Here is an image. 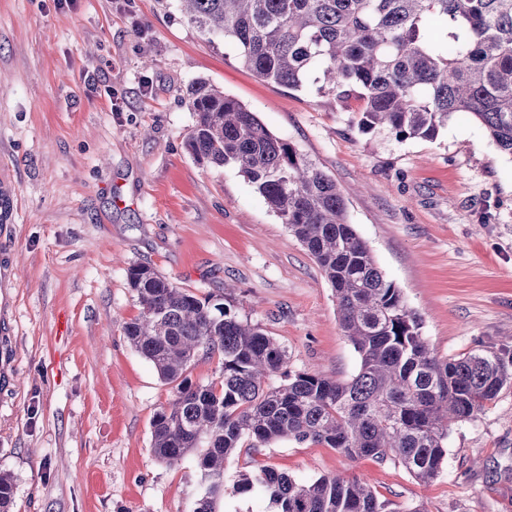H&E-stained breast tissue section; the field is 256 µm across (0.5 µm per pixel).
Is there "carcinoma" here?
<instances>
[{"label":"carcinoma","mask_w":512,"mask_h":512,"mask_svg":"<svg viewBox=\"0 0 512 512\" xmlns=\"http://www.w3.org/2000/svg\"><path fill=\"white\" fill-rule=\"evenodd\" d=\"M178 2L205 40L232 39L256 76L298 89L312 74L318 92L362 101L366 129L432 140L468 114L512 157V0ZM185 102L195 114L188 152L202 166L237 168L307 248L360 364L345 382L292 372L287 347L241 318L230 295L199 296L132 264L140 313L124 335L173 389L151 421L153 457L177 466L196 455L193 512H218L238 449L258 454L282 440L389 459L424 483L439 477L451 423L474 417L512 383V344L457 359L435 354L420 317L348 223L336 183L219 88L195 81ZM201 354L222 357L218 381H189ZM253 490L265 512H386L357 478L299 482L257 462L233 482L235 493ZM13 495V477L0 472V512Z\"/></svg>","instance_id":"obj_1"}]
</instances>
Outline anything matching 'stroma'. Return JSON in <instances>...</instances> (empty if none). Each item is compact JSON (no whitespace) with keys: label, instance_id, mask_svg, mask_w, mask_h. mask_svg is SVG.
<instances>
[{"label":"stroma","instance_id":"35a3bbf8","mask_svg":"<svg viewBox=\"0 0 512 512\" xmlns=\"http://www.w3.org/2000/svg\"><path fill=\"white\" fill-rule=\"evenodd\" d=\"M203 79L335 180L347 216L441 357L512 336V157L470 116L433 140L363 129L360 104L264 81L177 0H0V259L14 363L0 381V471L12 512H191L194 456L158 463L150 422L173 397L128 342L127 280L151 264L197 294L230 290L294 372L359 368L315 259L231 166L198 165L184 100ZM290 477L358 476L390 512H512V384L448 428L443 472L283 440L240 450Z\"/></svg>","mask_w":512,"mask_h":512}]
</instances>
